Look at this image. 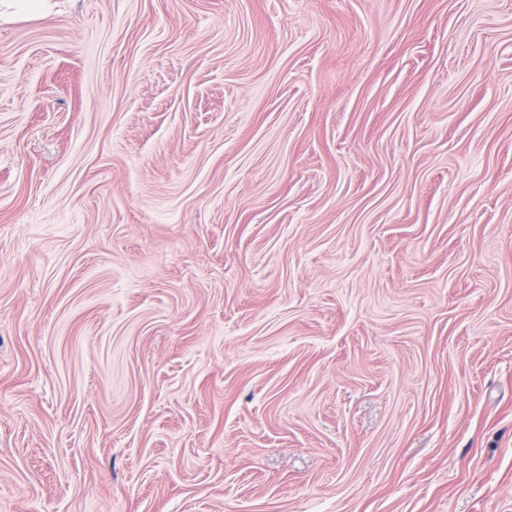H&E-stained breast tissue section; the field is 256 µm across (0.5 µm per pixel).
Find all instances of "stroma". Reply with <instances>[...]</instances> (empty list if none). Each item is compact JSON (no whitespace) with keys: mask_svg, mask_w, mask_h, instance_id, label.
<instances>
[{"mask_svg":"<svg viewBox=\"0 0 512 512\" xmlns=\"http://www.w3.org/2000/svg\"><path fill=\"white\" fill-rule=\"evenodd\" d=\"M0 0V512H512V0Z\"/></svg>","mask_w":512,"mask_h":512,"instance_id":"stroma-1","label":"stroma"}]
</instances>
